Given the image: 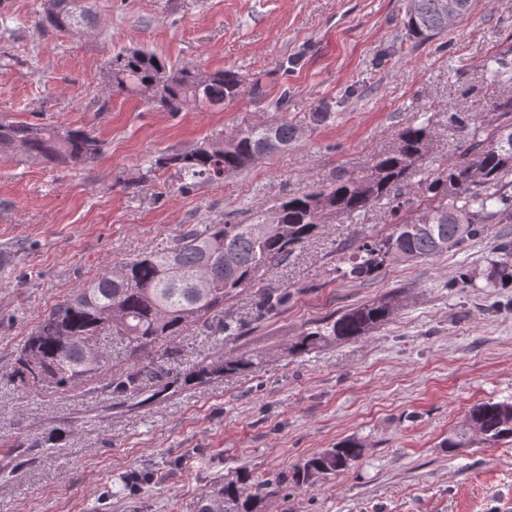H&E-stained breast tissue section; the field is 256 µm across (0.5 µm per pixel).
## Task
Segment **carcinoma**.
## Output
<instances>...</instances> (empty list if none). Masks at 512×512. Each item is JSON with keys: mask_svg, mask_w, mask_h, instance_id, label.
Returning a JSON list of instances; mask_svg holds the SVG:
<instances>
[{"mask_svg": "<svg viewBox=\"0 0 512 512\" xmlns=\"http://www.w3.org/2000/svg\"><path fill=\"white\" fill-rule=\"evenodd\" d=\"M473 5L474 0H408L405 35L418 42L430 40L447 31L451 15L464 18ZM93 18L83 0H43L36 29L80 37L93 26ZM489 75L493 82L512 81V61L496 59ZM106 82L160 112L220 109L246 93L265 97L260 80L249 82L233 69L208 72L188 63L171 64L144 49L115 54L106 65ZM448 125L464 134L466 145L442 169L423 167L431 145L429 125H409L357 172L284 196L271 213L250 224H190L170 247L120 264L45 315L18 352L11 379L31 391L73 384L101 368L104 352L96 340L106 334L120 342L122 354L143 359L157 343L223 311L225 302L242 291L254 293L259 317L274 316L285 308L290 292L263 286L265 272L288 264L330 221L360 214L383 200L396 218L394 231L385 239L359 244L340 276L367 280L394 258L438 255L480 235L486 224L512 222V124L486 136L480 113L450 112ZM298 138L297 127L286 120L276 125L245 123L225 139L161 154L154 167L174 170L180 189H189L247 170L276 153L272 141L285 150ZM101 152V141L90 131L0 119V158L19 154L53 168L80 167ZM417 197L432 204L421 209ZM496 253L487 280L512 287V239L500 242ZM394 307L395 299L384 298L330 315L285 351L298 355L323 344L362 339L388 321ZM256 360L250 353L217 355L185 375L184 383H203L251 367ZM145 371L158 375L163 392L178 383L167 380L161 365L151 360L113 379L112 393L121 396L136 388ZM466 418L488 444L512 437V400L477 403ZM362 448L359 441L346 439L312 454L289 474L266 478L240 468L217 480L193 502L191 512H260L264 499L290 484L300 487L351 467Z\"/></svg>", "mask_w": 512, "mask_h": 512, "instance_id": "cac0c4a2", "label": "carcinoma"}]
</instances>
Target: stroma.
I'll list each match as a JSON object with an SVG mask.
<instances>
[{"instance_id": "stroma-1", "label": "stroma", "mask_w": 512, "mask_h": 512, "mask_svg": "<svg viewBox=\"0 0 512 512\" xmlns=\"http://www.w3.org/2000/svg\"><path fill=\"white\" fill-rule=\"evenodd\" d=\"M40 4L0 0V117L91 130L103 151L77 169L0 158V512H190L239 468L288 472L346 438L364 446L355 466L283 490L263 512H512V439L445 444L473 404L512 400V288L485 279L512 223L350 281L337 266L392 226L380 206L335 221L267 274L292 293L281 313L258 318L246 291L230 303L243 336L193 324L154 349L172 376L215 353H261L244 373L157 399L147 378L118 398L109 385L133 362L105 336L106 362L80 383L34 394L8 377L54 306L187 225L250 222L282 196L356 170L412 124H431L432 170L464 142L449 113L477 109L489 132L512 122L496 113L504 87L489 78L494 59L512 60V0H477L425 43L404 37L407 0H94L80 37L39 34ZM142 46L259 78L268 99L287 94L288 108L246 96L211 112L148 111L104 80L113 53ZM297 54L301 64L279 72ZM324 101L335 120L310 122ZM284 119L299 142L222 182L183 191L172 171L149 169L161 153L228 137L241 122ZM387 296L394 315L363 339L286 355L314 322ZM143 470L149 483L120 490Z\"/></svg>"}]
</instances>
